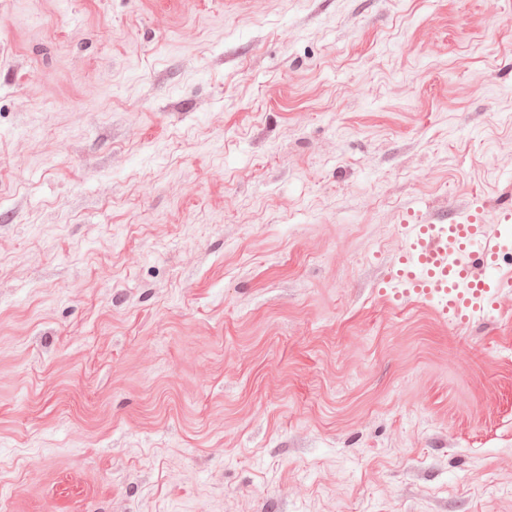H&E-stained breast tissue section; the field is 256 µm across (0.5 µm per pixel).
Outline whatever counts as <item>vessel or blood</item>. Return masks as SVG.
<instances>
[{
    "label": "vessel or blood",
    "instance_id": "b4317fda",
    "mask_svg": "<svg viewBox=\"0 0 512 512\" xmlns=\"http://www.w3.org/2000/svg\"><path fill=\"white\" fill-rule=\"evenodd\" d=\"M511 226L478 212L448 224L403 225L405 246L385 294L435 303L442 315L468 322L495 304L491 275L500 267L501 239Z\"/></svg>",
    "mask_w": 512,
    "mask_h": 512
}]
</instances>
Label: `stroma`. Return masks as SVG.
<instances>
[{"mask_svg": "<svg viewBox=\"0 0 512 512\" xmlns=\"http://www.w3.org/2000/svg\"><path fill=\"white\" fill-rule=\"evenodd\" d=\"M512 0H0V512H512ZM510 220V212L504 222L473 212L448 224H402L405 246L382 290L397 301L434 302L442 315L468 322L494 307L491 275L501 267Z\"/></svg>", "mask_w": 512, "mask_h": 512, "instance_id": "stroma-1", "label": "stroma"}]
</instances>
